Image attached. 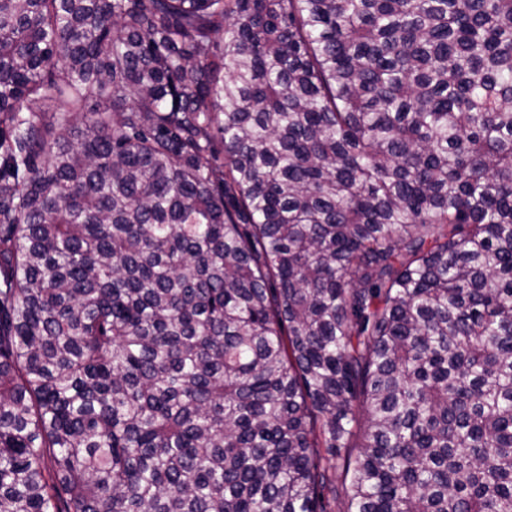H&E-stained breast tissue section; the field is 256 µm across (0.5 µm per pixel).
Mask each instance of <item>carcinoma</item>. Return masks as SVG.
<instances>
[{
	"label": "carcinoma",
	"mask_w": 512,
	"mask_h": 512,
	"mask_svg": "<svg viewBox=\"0 0 512 512\" xmlns=\"http://www.w3.org/2000/svg\"><path fill=\"white\" fill-rule=\"evenodd\" d=\"M512 512V0H0V512Z\"/></svg>",
	"instance_id": "carcinoma-1"
}]
</instances>
